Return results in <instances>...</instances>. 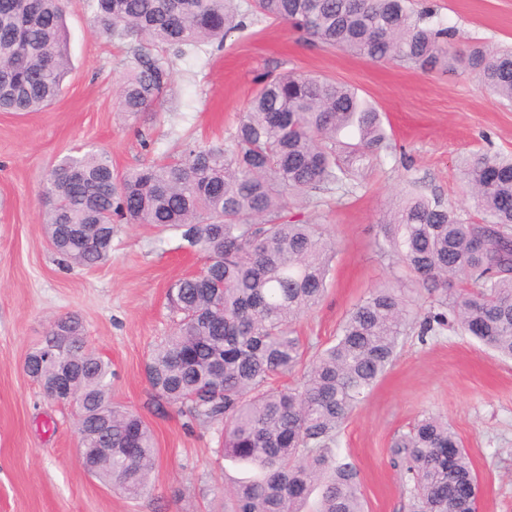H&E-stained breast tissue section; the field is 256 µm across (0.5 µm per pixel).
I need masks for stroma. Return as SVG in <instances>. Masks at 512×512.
<instances>
[{
    "mask_svg": "<svg viewBox=\"0 0 512 512\" xmlns=\"http://www.w3.org/2000/svg\"><path fill=\"white\" fill-rule=\"evenodd\" d=\"M454 30L455 49L512 44V0H414ZM71 70L61 96L39 112H0V512H221L224 490L251 476L219 453L216 426L187 427L157 405L144 376L152 347L173 328L166 292L203 261L177 232L118 224L112 259L63 267L50 249L40 200L48 171L77 149L103 147L120 171L181 153L186 141H224L260 79L322 75L358 89L382 113L391 149L363 169L356 195L325 192L290 215L323 225L336 257L321 301L296 323L309 349L328 346L347 313L397 266L377 255V222L407 181L452 209L471 202L461 155L512 153V105L481 91L464 71L426 73L372 62L306 39L286 23L258 21L223 48L170 56L162 104L131 118L119 108L132 59L128 42L100 38L89 0H68ZM80 319L88 347L112 363V400L152 429L156 466L137 496L104 485L79 458L71 407L48 401L23 361L58 317ZM425 412L446 416L481 484L479 512H512V361L446 329L405 336L394 365L350 415L337 454L360 472L366 512H410L391 446Z\"/></svg>",
    "mask_w": 512,
    "mask_h": 512,
    "instance_id": "obj_1",
    "label": "stroma"
}]
</instances>
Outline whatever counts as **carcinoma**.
Segmentation results:
<instances>
[{"mask_svg": "<svg viewBox=\"0 0 512 512\" xmlns=\"http://www.w3.org/2000/svg\"><path fill=\"white\" fill-rule=\"evenodd\" d=\"M96 33L137 44L121 105L131 116L160 103L172 80L165 52L226 40L264 18L312 42L374 62L399 59L425 71L475 74L512 104V49H453L433 11L409 0H92ZM65 0H0V110L37 112L61 94L71 68ZM160 50L155 56L145 47ZM391 149L380 112L355 88L326 77L280 73L261 83L224 145L185 143L181 156L117 172L104 150L64 157L41 198L45 233L68 265L112 259V225L152 224L181 233L203 255L200 272L174 283L177 320L151 350L145 376L187 426H221L224 457L259 477L229 489L228 512H302L322 485L320 512H365L360 473L335 452L342 426L393 365L412 328L411 297L373 288L335 340L308 354L294 322L321 300L336 243L321 225L288 219V204L361 187L362 168ZM472 210L407 190L377 224L382 258L436 295L418 336L450 324L512 360V154L459 159ZM465 278L454 290L448 280ZM49 330L26 373L49 397L63 372L82 408L80 447L91 473L129 495L145 490L156 463L143 417L112 402V365L86 346L82 326ZM300 375L294 387L272 381ZM404 466L412 512H476L479 486L448 421L425 414L392 447Z\"/></svg>", "mask_w": 512, "mask_h": 512, "instance_id": "cac0c4a2", "label": "carcinoma"}]
</instances>
